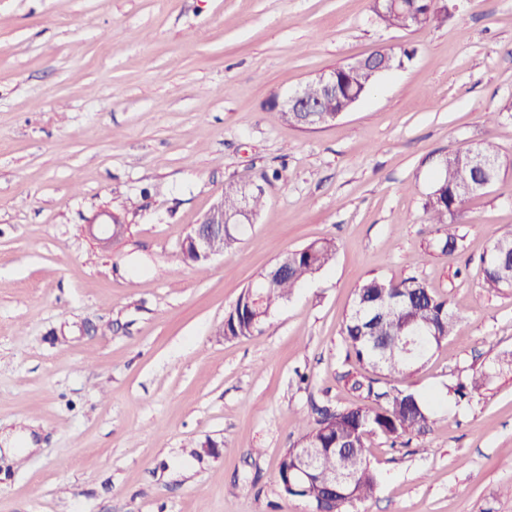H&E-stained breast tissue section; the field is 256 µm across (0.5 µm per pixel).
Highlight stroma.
Segmentation results:
<instances>
[{"label": "stroma", "instance_id": "stroma-1", "mask_svg": "<svg viewBox=\"0 0 512 512\" xmlns=\"http://www.w3.org/2000/svg\"><path fill=\"white\" fill-rule=\"evenodd\" d=\"M457 2L396 30L372 0H0V433L36 441L0 455V512H310L277 465L313 405L366 401L342 327L371 276L422 280L461 322L396 383L434 398L430 431L372 437L378 487L349 512H512V369L494 365L512 288H486L481 262L512 232V0ZM406 48L330 125L265 109ZM486 141L501 173L442 255L433 162ZM231 180L264 184L266 204L202 273L182 243ZM116 216L121 235L91 234ZM322 238L334 261L262 331L218 335L242 290ZM484 369L480 394L449 396Z\"/></svg>", "mask_w": 512, "mask_h": 512}]
</instances>
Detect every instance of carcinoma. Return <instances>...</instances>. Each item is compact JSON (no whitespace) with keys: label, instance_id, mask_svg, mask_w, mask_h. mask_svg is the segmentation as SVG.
Instances as JSON below:
<instances>
[{"label":"carcinoma","instance_id":"carcinoma-1","mask_svg":"<svg viewBox=\"0 0 512 512\" xmlns=\"http://www.w3.org/2000/svg\"><path fill=\"white\" fill-rule=\"evenodd\" d=\"M377 21L387 28H418L433 23H442L447 15L434 0H398L391 8L375 12ZM341 92L336 98V107H341L345 94L368 83L371 73L365 69L343 72L336 67ZM475 174L469 165L465 151H450L441 156V169L436 172L437 196L426 199L423 205L426 221L437 226L440 236L433 246L444 255L456 252L463 239L459 234L461 206L466 199L477 194L473 189ZM243 194L242 187L234 182L224 185L220 202L224 212H234ZM247 225L234 224L224 231V238L217 246L226 251L245 233ZM498 252V260L484 267V281L489 288L512 287V261H505L506 253H512V234H507L492 244ZM336 255V241L323 239L303 248L280 256L287 269L279 278L261 277L252 288L241 292L235 305L224 318V339L249 336L261 330L266 318L288 300L294 289L304 281L328 267ZM459 317L448 300L438 296L428 286L414 278L401 281L378 276L363 280L354 289L353 300L342 334L348 355L354 357L368 382L390 384L413 374L434 349L458 327ZM409 325L427 328L428 340L423 342L419 357L414 362L406 359L405 353L395 344ZM489 373L481 371L471 376L468 382L458 386L457 395L478 394L487 384ZM385 404L377 407L358 405L344 409L329 406L315 408L318 419L312 429L299 441L286 449L278 463V480L288 483V470L299 463L305 447L331 449L322 456V464L314 476L311 495L324 486L325 478L333 472L344 471L351 476L349 496H338L331 504L335 512H347V506L365 502L374 496L377 476L368 458L369 440L373 436L387 439L398 438L412 432H424L430 426L429 405L420 397L405 390L393 389L378 394Z\"/></svg>","mask_w":512,"mask_h":512}]
</instances>
